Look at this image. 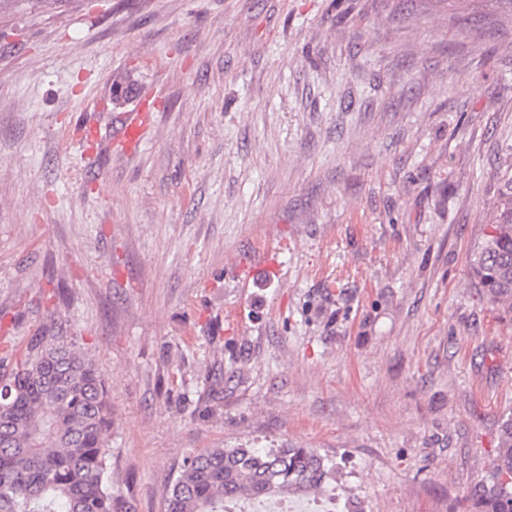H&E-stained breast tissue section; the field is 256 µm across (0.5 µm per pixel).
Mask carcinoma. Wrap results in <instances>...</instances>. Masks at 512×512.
I'll return each instance as SVG.
<instances>
[{
	"label": "carcinoma",
	"mask_w": 512,
	"mask_h": 512,
	"mask_svg": "<svg viewBox=\"0 0 512 512\" xmlns=\"http://www.w3.org/2000/svg\"><path fill=\"white\" fill-rule=\"evenodd\" d=\"M472 286L512 300V190L472 251ZM112 408L75 342L34 336L0 371V512H131L112 486ZM335 464L311 448H208L186 458L164 491L165 512H224V504L290 495L336 496ZM484 512H512V415L503 419L486 477L471 489Z\"/></svg>",
	"instance_id": "obj_1"
}]
</instances>
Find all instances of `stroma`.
<instances>
[{
	"label": "stroma",
	"mask_w": 512,
	"mask_h": 512,
	"mask_svg": "<svg viewBox=\"0 0 512 512\" xmlns=\"http://www.w3.org/2000/svg\"><path fill=\"white\" fill-rule=\"evenodd\" d=\"M511 180L501 0L6 12L0 359L75 337L133 512H164L190 452L237 447L315 449L355 512H480L512 301L468 264Z\"/></svg>",
	"instance_id": "35a3bbf8"
}]
</instances>
